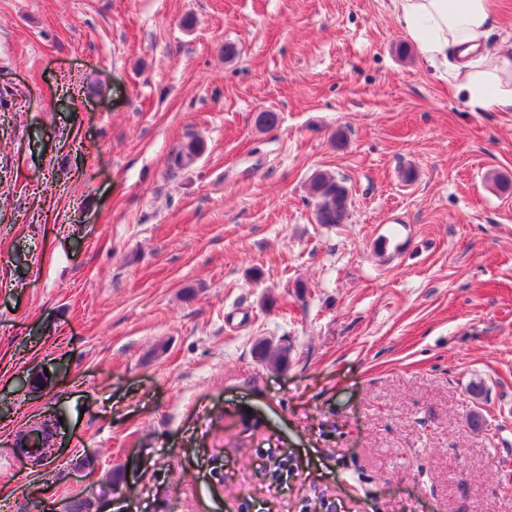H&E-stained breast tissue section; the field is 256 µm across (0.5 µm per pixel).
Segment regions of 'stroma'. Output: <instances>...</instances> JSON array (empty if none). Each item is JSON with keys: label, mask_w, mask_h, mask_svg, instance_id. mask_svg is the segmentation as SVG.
Segmentation results:
<instances>
[{"label": "stroma", "mask_w": 512, "mask_h": 512, "mask_svg": "<svg viewBox=\"0 0 512 512\" xmlns=\"http://www.w3.org/2000/svg\"><path fill=\"white\" fill-rule=\"evenodd\" d=\"M76 500L512 512V114L394 0H0V512ZM343 181L328 172L318 171L310 180V191L316 200L315 221L317 224L332 227L346 223L349 206L339 202L337 196L341 192ZM255 357L262 363L275 368H285L289 362V349L275 347L266 340L258 341L254 346ZM32 433H36V435L32 438L34 439V444L30 438V434ZM55 436L56 423L55 420L50 416L39 422H36L34 426H30L29 430L20 434L16 439L15 445L25 452L36 454L34 457H44V455L50 452V448H52V445L55 443ZM32 445H34V449L28 451L30 448H32Z\"/></svg>", "instance_id": "obj_1"}]
</instances>
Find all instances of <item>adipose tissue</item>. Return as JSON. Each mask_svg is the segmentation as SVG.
Returning a JSON list of instances; mask_svg holds the SVG:
<instances>
[{
  "label": "adipose tissue",
  "instance_id": "obj_1",
  "mask_svg": "<svg viewBox=\"0 0 512 512\" xmlns=\"http://www.w3.org/2000/svg\"><path fill=\"white\" fill-rule=\"evenodd\" d=\"M402 29L419 54L452 77L471 111L512 113V50L489 52V0H394Z\"/></svg>",
  "mask_w": 512,
  "mask_h": 512
}]
</instances>
